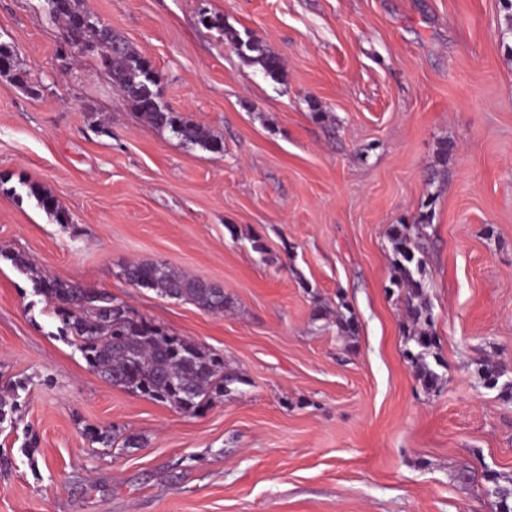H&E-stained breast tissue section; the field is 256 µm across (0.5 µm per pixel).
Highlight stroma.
<instances>
[{
    "instance_id": "1",
    "label": "stroma",
    "mask_w": 512,
    "mask_h": 512,
    "mask_svg": "<svg viewBox=\"0 0 512 512\" xmlns=\"http://www.w3.org/2000/svg\"><path fill=\"white\" fill-rule=\"evenodd\" d=\"M208 127L187 150L144 123L93 59L64 70L39 0H0V39L42 81L0 77V250L104 291L216 350L232 393L187 415L112 386L0 259V512H497L512 478V30L504 0H85ZM223 18V30L203 15ZM278 56V77L246 43ZM108 134L94 132L91 113ZM447 163H439V147ZM433 216L427 280L443 384L405 355L388 232ZM260 239L264 253L254 252ZM163 261L223 288L221 315L130 286ZM345 301L358 333L339 336ZM137 435L91 443L86 427ZM506 377V379H503ZM481 383L491 382V388H499L502 395H506L508 400H512V376H507L504 369L497 366L484 365L479 372Z\"/></svg>"
}]
</instances>
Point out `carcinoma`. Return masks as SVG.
Returning a JSON list of instances; mask_svg holds the SVG:
<instances>
[{
	"label": "carcinoma",
	"instance_id": "carcinoma-1",
	"mask_svg": "<svg viewBox=\"0 0 512 512\" xmlns=\"http://www.w3.org/2000/svg\"><path fill=\"white\" fill-rule=\"evenodd\" d=\"M65 6L47 11L49 18L67 30V36L79 35L88 44L108 36L123 42L112 29L95 19L82 8L83 0H63ZM249 50L256 53L254 63L264 73L276 77L281 68L279 57L259 46ZM106 77L137 114L159 132H169L182 145L193 150L213 148L209 130L185 119L162 100L154 80L156 72L129 43L112 56L98 55ZM0 76H6L31 96L40 95V80L30 71L18 66L13 47L0 42ZM29 195L45 211L57 215L64 222V214L49 193L29 186ZM430 214L425 213L415 224H394L389 239L395 255L390 284L396 288L403 313L410 325L407 341L413 348L407 350L418 381L428 390L437 387L441 376L432 364L442 365L441 356L433 351L437 345L433 334V316L423 276L424 255L427 254L426 227ZM0 257L12 264L34 282V289L43 295L53 316L61 323L64 337L75 344L89 369L114 387L131 389L149 400L165 404L182 413H193L215 398L224 396L229 385L238 377L224 372V357L216 351L189 339L175 336L163 326L136 314L117 311L121 300L106 292L87 289L77 282L51 277L20 255ZM120 275L130 285L150 288L158 295L189 302L200 310L222 315L225 309L224 289L197 277L179 271L162 261L129 262L121 267ZM75 292L84 295V302L70 303ZM336 326L340 333L356 331L353 313H344V302H338ZM479 380L512 400V376L504 369L486 365L479 372ZM94 443L111 448L118 437L107 429L92 428L87 432Z\"/></svg>",
	"mask_w": 512,
	"mask_h": 512
}]
</instances>
